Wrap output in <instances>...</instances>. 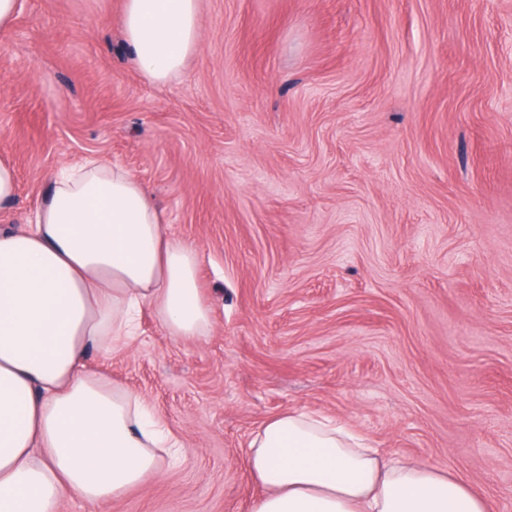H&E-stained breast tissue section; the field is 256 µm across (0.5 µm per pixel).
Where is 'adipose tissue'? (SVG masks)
Instances as JSON below:
<instances>
[{
  "label": "adipose tissue",
  "instance_id": "adipose-tissue-1",
  "mask_svg": "<svg viewBox=\"0 0 512 512\" xmlns=\"http://www.w3.org/2000/svg\"><path fill=\"white\" fill-rule=\"evenodd\" d=\"M124 41L149 80L177 78L200 40L198 0H125ZM152 308L170 335H208L197 253L165 233L141 180L88 158L53 178L23 226L0 232V512L95 504L175 463L178 441L138 397L90 372ZM249 466L252 512H490L460 476L362 445L305 412L265 420Z\"/></svg>",
  "mask_w": 512,
  "mask_h": 512
}]
</instances>
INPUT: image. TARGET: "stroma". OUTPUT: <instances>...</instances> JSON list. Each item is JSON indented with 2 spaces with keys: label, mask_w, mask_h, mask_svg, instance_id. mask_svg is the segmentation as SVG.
<instances>
[{
  "label": "stroma",
  "mask_w": 512,
  "mask_h": 512,
  "mask_svg": "<svg viewBox=\"0 0 512 512\" xmlns=\"http://www.w3.org/2000/svg\"><path fill=\"white\" fill-rule=\"evenodd\" d=\"M123 0H21L0 30V230L94 157L194 247L213 319L144 311L87 366L139 396L177 464L88 509L252 512L268 418L335 417L512 512V0H200L179 80L140 74ZM16 193V172L11 164L0 160V205L9 203Z\"/></svg>",
  "instance_id": "stroma-1"
}]
</instances>
